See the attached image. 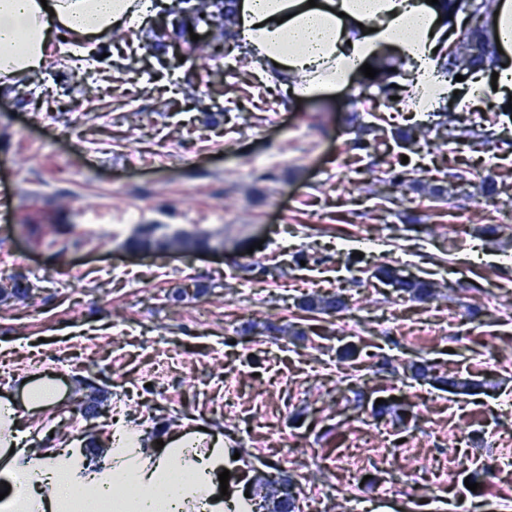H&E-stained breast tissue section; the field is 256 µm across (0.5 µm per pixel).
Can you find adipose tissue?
<instances>
[{
    "mask_svg": "<svg viewBox=\"0 0 512 512\" xmlns=\"http://www.w3.org/2000/svg\"><path fill=\"white\" fill-rule=\"evenodd\" d=\"M232 0L234 32L246 52L265 65L268 82L297 101H325L332 91L363 81V64L385 53L413 72L408 110L414 116L438 111L455 99L467 111L484 97L487 84L474 76L463 88L443 78L441 66L452 28L444 4L426 0ZM151 0H0V89L43 71L64 33L85 55L100 40L141 26ZM490 28L503 54L497 89L512 91V0H499ZM22 404L0 402V479L18 472L38 474L26 494L0 499V512H72L84 496L87 512H99L111 497L113 512H223L218 476L236 468L224 438L195 428L170 429L161 440L138 441L116 423L107 436L76 440L74 447H35L22 433L23 416L55 398L38 384L24 386Z\"/></svg>",
    "mask_w": 512,
    "mask_h": 512,
    "instance_id": "1",
    "label": "adipose tissue"
}]
</instances>
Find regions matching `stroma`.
<instances>
[{
	"label": "stroma",
	"mask_w": 512,
	"mask_h": 512,
	"mask_svg": "<svg viewBox=\"0 0 512 512\" xmlns=\"http://www.w3.org/2000/svg\"><path fill=\"white\" fill-rule=\"evenodd\" d=\"M179 2L159 0L122 43L99 45L93 94L57 57L0 95V279L35 284L0 300V397L28 379L53 384L61 401L31 438L55 445L117 416L147 433L194 419L256 469L290 474L300 501L329 490L326 512L354 500L364 512H456L461 500L512 512V278L496 265L512 256V184L480 202L401 188L391 214L348 147L350 92L323 111L264 85L260 66L237 70L207 37L163 35L158 22H174ZM504 106L490 94L471 112L490 117V146L455 150L434 131L413 163L428 178L450 165L512 168ZM488 222L508 241L475 252ZM148 225L209 245L136 248ZM350 237L383 251L353 256L340 244ZM385 263L439 283L441 296L376 284ZM327 289L345 291L347 308L311 320L300 299ZM291 325L306 336L287 335ZM348 344L361 357L339 362ZM424 361L483 386L454 394L411 379ZM79 375L98 379L96 418L81 411ZM392 396L408 421L376 414ZM349 444L364 484L328 466Z\"/></svg>",
	"instance_id": "stroma-1"
}]
</instances>
